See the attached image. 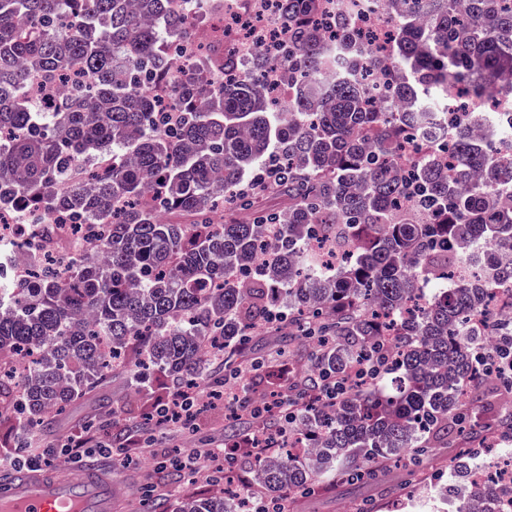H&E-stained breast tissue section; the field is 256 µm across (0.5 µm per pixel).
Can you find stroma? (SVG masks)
Wrapping results in <instances>:
<instances>
[{
  "label": "stroma",
  "mask_w": 512,
  "mask_h": 512,
  "mask_svg": "<svg viewBox=\"0 0 512 512\" xmlns=\"http://www.w3.org/2000/svg\"><path fill=\"white\" fill-rule=\"evenodd\" d=\"M253 349L264 359L276 357L285 361L295 378L306 372L312 353L308 343L289 336L287 329L276 327L256 333ZM166 393V388L158 382L143 385L124 374L85 393L56 416L44 431L27 434L21 418L11 416L0 421V466L16 463L18 445L27 436L32 447L54 450L51 467L59 469L68 462L60 452L67 438L89 422L108 419L112 426L101 432V439L128 451L127 458L113 462L112 512H144L143 496L148 492L159 505L157 512H174L184 499L223 495L224 484L228 481L244 497L261 495V488L251 480L253 456L250 449H239L226 480L216 476L224 465L220 456L204 461L193 473L175 470L165 462L175 448L187 451L206 442L215 446L222 444L224 425L231 413L224 403L206 400L193 428L157 436L153 454L141 453L139 444L145 437L141 428L143 416ZM469 445L468 439L450 437L447 447L435 449L424 459L413 481L405 479V462L385 461L378 467V482L335 486L323 480L310 496L289 495L286 508L288 512H361L363 503L367 502L371 512H389L394 506L400 512H454V504L443 501L440 493L454 483L451 463Z\"/></svg>",
  "instance_id": "obj_1"
}]
</instances>
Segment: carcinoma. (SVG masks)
I'll return each instance as SVG.
<instances>
[{
    "label": "carcinoma",
    "mask_w": 512,
    "mask_h": 512,
    "mask_svg": "<svg viewBox=\"0 0 512 512\" xmlns=\"http://www.w3.org/2000/svg\"><path fill=\"white\" fill-rule=\"evenodd\" d=\"M184 2L0 0V211L47 228L31 275L0 284V352L28 358L19 380L0 365V418L35 432L133 362L136 380L157 367L197 384L202 344L246 350L283 296L292 334L321 346L302 396L344 382L387 337L395 346L376 378L299 404L288 433L315 451L257 458L267 499L425 456L454 429L480 437L471 389L512 392V319L490 345L472 324L489 300L484 260L512 249V154L474 133L480 111L448 110V92L512 96L490 80L512 73V0H400L388 58L355 40L352 16L322 23L316 0H279L286 108L265 50L244 64L222 46L183 55L214 0ZM35 80L68 86L55 109L32 96ZM415 141L433 150L397 169ZM261 172L288 211L254 209L246 183ZM224 201L252 221H215ZM173 212L188 222L163 218ZM62 226L86 244L66 280L51 249ZM506 500L512 485L490 483L479 512ZM251 510L228 494L177 512Z\"/></svg>",
    "instance_id": "obj_1"
}]
</instances>
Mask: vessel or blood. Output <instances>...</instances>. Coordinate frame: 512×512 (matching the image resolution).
<instances>
[{"instance_id": "1", "label": "vessel or blood", "mask_w": 512, "mask_h": 512, "mask_svg": "<svg viewBox=\"0 0 512 512\" xmlns=\"http://www.w3.org/2000/svg\"><path fill=\"white\" fill-rule=\"evenodd\" d=\"M112 474L93 465L52 474L0 469V512H111Z\"/></svg>"}]
</instances>
